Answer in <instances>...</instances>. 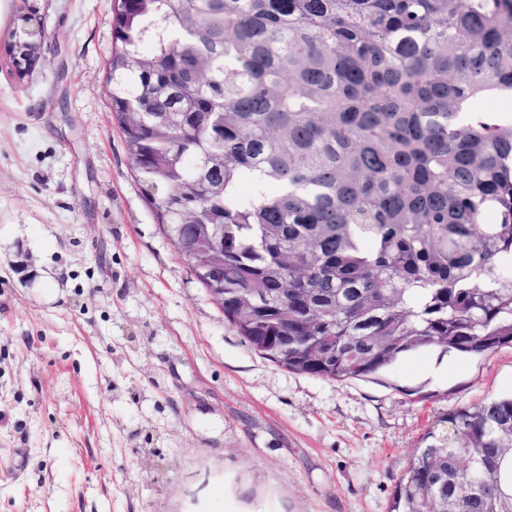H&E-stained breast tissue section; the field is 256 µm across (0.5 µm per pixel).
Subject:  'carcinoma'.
I'll return each instance as SVG.
<instances>
[{
    "label": "carcinoma",
    "instance_id": "carcinoma-1",
    "mask_svg": "<svg viewBox=\"0 0 512 512\" xmlns=\"http://www.w3.org/2000/svg\"><path fill=\"white\" fill-rule=\"evenodd\" d=\"M112 122L269 361L345 380L512 345V0H118ZM194 207L196 230L179 209ZM430 430L390 512H507L512 394Z\"/></svg>",
    "mask_w": 512,
    "mask_h": 512
}]
</instances>
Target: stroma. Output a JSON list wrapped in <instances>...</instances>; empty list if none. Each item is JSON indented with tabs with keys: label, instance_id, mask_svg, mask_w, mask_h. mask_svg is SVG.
Returning a JSON list of instances; mask_svg holds the SVG:
<instances>
[{
	"label": "stroma",
	"instance_id": "stroma-1",
	"mask_svg": "<svg viewBox=\"0 0 512 512\" xmlns=\"http://www.w3.org/2000/svg\"><path fill=\"white\" fill-rule=\"evenodd\" d=\"M114 0H0V512H389L512 345L342 381L263 358L157 224L111 126ZM30 73L8 55L27 7ZM22 20L24 26L21 30L26 39L16 42L21 52L18 56L14 57V62L16 63L17 71L26 75L39 57V49L45 33L40 26L34 27L30 25L31 18L29 16L24 15Z\"/></svg>",
	"mask_w": 512,
	"mask_h": 512
}]
</instances>
